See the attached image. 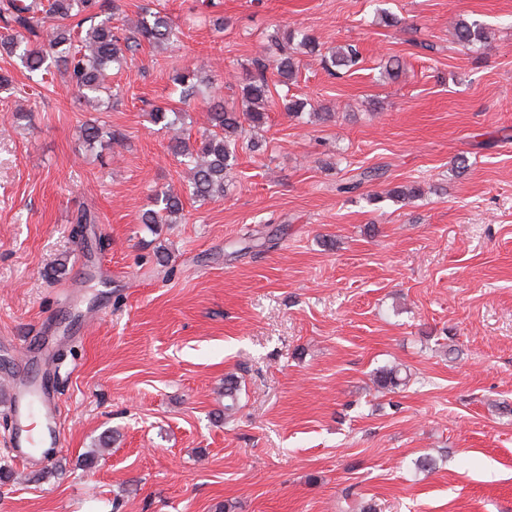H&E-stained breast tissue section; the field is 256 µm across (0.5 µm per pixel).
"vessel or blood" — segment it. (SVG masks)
<instances>
[{"label":"vessel or blood","instance_id":"b4317fda","mask_svg":"<svg viewBox=\"0 0 512 512\" xmlns=\"http://www.w3.org/2000/svg\"><path fill=\"white\" fill-rule=\"evenodd\" d=\"M12 411L14 428L9 444L19 461H26L35 440L29 428L32 416H39L44 437H53L57 428L55 409L47 398V386L44 382L32 379L26 386L16 390Z\"/></svg>","mask_w":512,"mask_h":512}]
</instances>
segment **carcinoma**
<instances>
[{
	"label": "carcinoma",
	"mask_w": 512,
	"mask_h": 512,
	"mask_svg": "<svg viewBox=\"0 0 512 512\" xmlns=\"http://www.w3.org/2000/svg\"><path fill=\"white\" fill-rule=\"evenodd\" d=\"M104 10V0H12L7 8L10 20L30 35H37L45 20L53 21L47 37L56 49V56L50 58L34 45H22L15 34L1 37L0 48L19 57L28 79L48 74L53 68L77 100L100 108L110 103V99L103 97L109 92L104 85L107 70L122 68L128 56L144 42L165 47L177 40L171 19L161 11L142 15L120 30L112 27L110 19H102L91 24L84 35L74 36V28L70 24L73 17L85 13L91 20ZM486 36L485 26L477 20H462L455 29L457 42L464 46L481 44ZM286 37L287 43L294 42L296 47L287 52L276 37L271 40V47L263 48L260 56L253 60L254 72L240 86L241 109L225 106L222 98L215 95L206 99L212 131L202 135L200 142L194 144L180 136L182 109L167 105L152 110V122L174 133L170 147L180 157L179 163L188 170V187L194 197L206 201L224 196L225 180L236 162V147L243 124L260 127L268 119L267 104L271 98L268 71H275L280 85L285 87L281 95L284 111L297 116L305 111L307 102L289 94L298 68L295 53L321 56L326 69L332 74L348 71L359 62V50L353 44L337 45L324 52L321 44L305 31L290 30ZM171 82L174 91L178 92V102L185 104L196 96L202 82L201 71L184 66L174 72ZM82 137L85 143L92 145L112 138V132L104 124H91L82 128ZM420 195L421 189L416 186L397 187L387 193V197L405 203ZM182 210L181 197L165 191L157 196L156 208L143 212L140 221L155 230L161 224L175 222ZM373 381L380 389L392 390L404 383V378L401 368L392 365L378 370Z\"/></svg>",
	"instance_id": "cac0c4a2"
}]
</instances>
